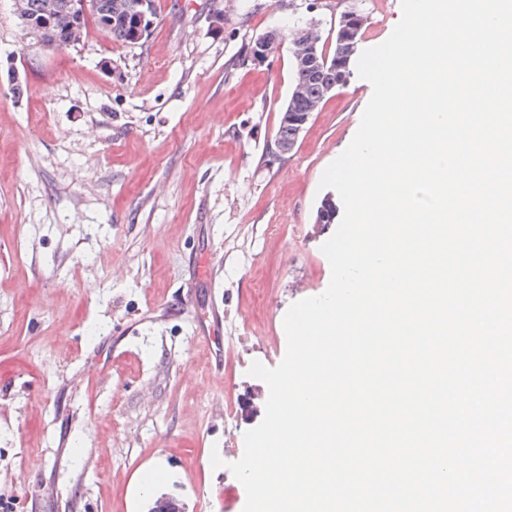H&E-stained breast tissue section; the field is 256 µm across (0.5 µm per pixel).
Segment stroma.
<instances>
[{"mask_svg": "<svg viewBox=\"0 0 512 512\" xmlns=\"http://www.w3.org/2000/svg\"><path fill=\"white\" fill-rule=\"evenodd\" d=\"M355 2L359 50L382 44L401 0ZM154 3L139 43L92 24L48 49L0 0V512H243L228 465L269 394L248 370L281 362L288 308L331 279L319 183L372 88L351 76L279 159L292 59L245 51L331 36L337 0ZM284 35L270 31L259 36L250 54V60L256 64L266 63L281 47Z\"/></svg>", "mask_w": 512, "mask_h": 512, "instance_id": "stroma-1", "label": "stroma"}]
</instances>
